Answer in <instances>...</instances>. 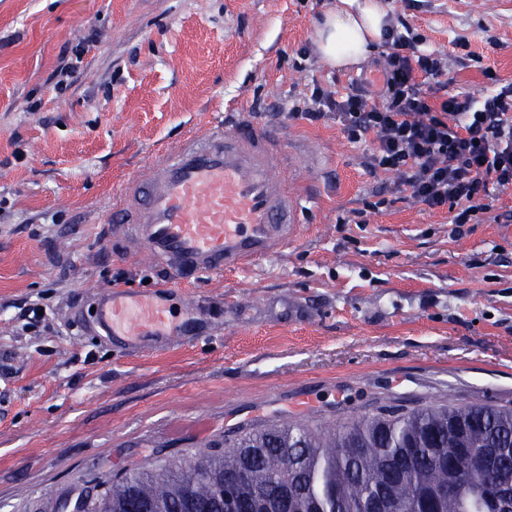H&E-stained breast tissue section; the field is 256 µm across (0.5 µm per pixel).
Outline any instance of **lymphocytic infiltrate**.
Masks as SVG:
<instances>
[{"label": "lymphocytic infiltrate", "instance_id": "lymphocytic-infiltrate-1", "mask_svg": "<svg viewBox=\"0 0 512 512\" xmlns=\"http://www.w3.org/2000/svg\"><path fill=\"white\" fill-rule=\"evenodd\" d=\"M420 41L411 28L388 27L378 89L361 80L339 96L314 89L300 116L333 114L351 142H372L371 170L398 173L412 198L448 209L452 223L483 221L497 191L512 186V85L478 100L446 92V60Z\"/></svg>", "mask_w": 512, "mask_h": 512}]
</instances>
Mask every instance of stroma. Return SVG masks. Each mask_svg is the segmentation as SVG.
I'll return each mask as SVG.
<instances>
[{
    "label": "stroma",
    "mask_w": 512,
    "mask_h": 512,
    "mask_svg": "<svg viewBox=\"0 0 512 512\" xmlns=\"http://www.w3.org/2000/svg\"><path fill=\"white\" fill-rule=\"evenodd\" d=\"M338 2L0 0V512H54L278 421L512 405V223H449L371 172L335 119L297 116L314 87L379 78L375 57L316 54ZM383 2L447 56L449 91L512 82V0ZM230 105L314 153L300 238L170 289L176 309L201 296L198 342L128 355L84 335L91 290L162 279L112 245L114 187ZM306 398L315 412L294 413Z\"/></svg>",
    "instance_id": "1"
}]
</instances>
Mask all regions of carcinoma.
<instances>
[{
    "label": "carcinoma",
    "instance_id": "carcinoma-1",
    "mask_svg": "<svg viewBox=\"0 0 512 512\" xmlns=\"http://www.w3.org/2000/svg\"><path fill=\"white\" fill-rule=\"evenodd\" d=\"M512 512V407L452 401L345 425L273 424L126 473L83 512Z\"/></svg>",
    "mask_w": 512,
    "mask_h": 512
}]
</instances>
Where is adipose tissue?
<instances>
[{
	"instance_id": "ef3b65f1",
	"label": "adipose tissue",
	"mask_w": 512,
	"mask_h": 512,
	"mask_svg": "<svg viewBox=\"0 0 512 512\" xmlns=\"http://www.w3.org/2000/svg\"><path fill=\"white\" fill-rule=\"evenodd\" d=\"M387 26L382 0H341L317 22L314 48L329 67L354 65L384 42Z\"/></svg>"
}]
</instances>
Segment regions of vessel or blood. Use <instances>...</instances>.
I'll use <instances>...</instances> for the list:
<instances>
[{"instance_id": "vessel-or-blood-1", "label": "vessel or blood", "mask_w": 512, "mask_h": 512, "mask_svg": "<svg viewBox=\"0 0 512 512\" xmlns=\"http://www.w3.org/2000/svg\"><path fill=\"white\" fill-rule=\"evenodd\" d=\"M311 156L241 109L157 149L141 173L112 194L111 222L139 261L188 282L259 265L300 233L306 200L298 172ZM88 326L124 353L195 341L187 296L174 313L161 295L125 288L95 291Z\"/></svg>"}]
</instances>
